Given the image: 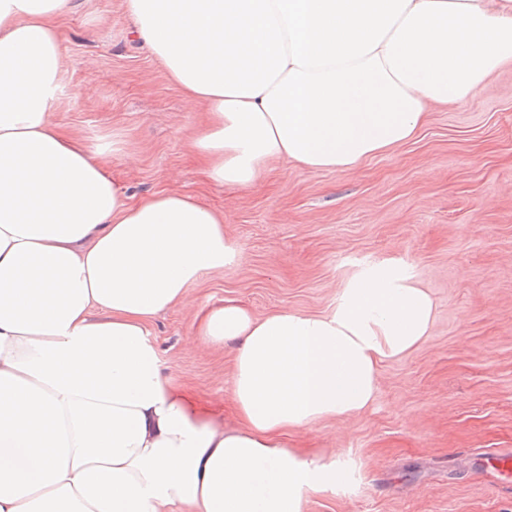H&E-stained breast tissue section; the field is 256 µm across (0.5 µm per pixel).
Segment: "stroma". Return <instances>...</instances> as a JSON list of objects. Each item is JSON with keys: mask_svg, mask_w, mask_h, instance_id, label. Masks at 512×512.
Masks as SVG:
<instances>
[{"mask_svg": "<svg viewBox=\"0 0 512 512\" xmlns=\"http://www.w3.org/2000/svg\"><path fill=\"white\" fill-rule=\"evenodd\" d=\"M54 121L95 152L132 202L190 195L223 212L234 267L156 319L164 368L202 415L240 427L234 344L185 351L196 317L242 301L264 316L328 313L365 266L400 260L436 305L427 339L379 368L356 416L289 432L288 447L349 459L353 484L311 494L304 512H512V466L473 469L512 449V64L470 100L432 107L414 137L354 168L270 161L255 183H213L187 141L189 106L142 47L124 0H73ZM120 151H113V144Z\"/></svg>", "mask_w": 512, "mask_h": 512, "instance_id": "obj_1", "label": "stroma"}]
</instances>
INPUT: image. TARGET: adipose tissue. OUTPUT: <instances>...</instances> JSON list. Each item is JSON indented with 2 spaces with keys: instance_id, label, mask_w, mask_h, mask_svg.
Returning <instances> with one entry per match:
<instances>
[{
  "instance_id": "adipose-tissue-1",
  "label": "adipose tissue",
  "mask_w": 512,
  "mask_h": 512,
  "mask_svg": "<svg viewBox=\"0 0 512 512\" xmlns=\"http://www.w3.org/2000/svg\"><path fill=\"white\" fill-rule=\"evenodd\" d=\"M124 2L184 100L205 105L189 142L224 186L277 158L359 166L512 63V0ZM71 9L0 0V512H303L352 472L280 434L368 408L434 302L394 259L352 277L326 316L225 300L190 344L236 343L243 425L198 416L151 327L240 248L193 197L130 204L53 122Z\"/></svg>"
}]
</instances>
